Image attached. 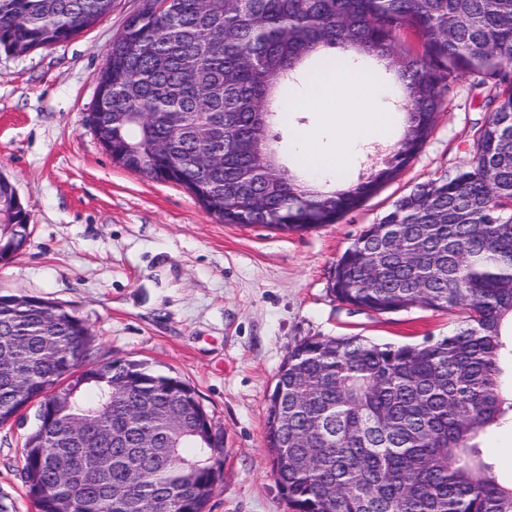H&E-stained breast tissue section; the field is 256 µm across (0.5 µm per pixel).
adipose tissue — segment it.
<instances>
[{"label":"adipose tissue","mask_w":512,"mask_h":512,"mask_svg":"<svg viewBox=\"0 0 512 512\" xmlns=\"http://www.w3.org/2000/svg\"><path fill=\"white\" fill-rule=\"evenodd\" d=\"M333 90L350 106L349 111L333 115L338 130L335 149L323 151L313 130L297 126L292 129L300 162L316 172H343L349 167L357 144L375 137L392 122L390 113L369 111L370 100L380 95L382 87L375 76L362 72L350 75L331 72L321 78L305 98L294 101L293 106L297 109L321 106Z\"/></svg>","instance_id":"obj_1"}]
</instances>
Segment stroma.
<instances>
[{
  "instance_id": "stroma-1",
  "label": "stroma",
  "mask_w": 512,
  "mask_h": 512,
  "mask_svg": "<svg viewBox=\"0 0 512 512\" xmlns=\"http://www.w3.org/2000/svg\"><path fill=\"white\" fill-rule=\"evenodd\" d=\"M140 0L71 39L23 54L0 50V174L25 203L27 246L0 263V293L41 297L82 319L97 361L137 360L190 384L224 433V470L207 512H291L271 474L268 396L290 347L309 336L421 344L448 334L458 311H361L329 292L331 269L393 201L462 167L487 114L472 77L454 85L426 144L399 176L338 223L281 232L225 224L174 183L112 162L88 124L106 53ZM373 111L393 113L359 144L346 182L382 165L403 134L399 88L386 75ZM34 409L0 425V512H36L23 445ZM501 482L512 481V428L479 440Z\"/></svg>"
}]
</instances>
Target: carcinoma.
Returning <instances> with one entry per match:
<instances>
[{
    "mask_svg": "<svg viewBox=\"0 0 512 512\" xmlns=\"http://www.w3.org/2000/svg\"><path fill=\"white\" fill-rule=\"evenodd\" d=\"M112 0H0V48L29 52L75 36ZM141 0L112 51V79L89 121L128 169L204 192L226 224L307 231L335 224L395 179L432 134L460 76L489 85L472 158L393 202L336 260L329 290L375 314L460 310L426 344L310 336L268 398L265 441L294 512H512L476 439L512 426V0ZM339 48L343 53L336 54ZM377 59L394 71L406 125L382 166L312 189L280 161L298 80ZM0 176V260L26 246L24 204ZM92 336L63 306L0 294V425L27 398V496L38 512H206L224 435L196 391L137 361H90ZM84 367L70 410L49 390ZM112 429L108 466L75 467Z\"/></svg>",
    "mask_w": 512,
    "mask_h": 512,
    "instance_id": "1",
    "label": "carcinoma"
}]
</instances>
